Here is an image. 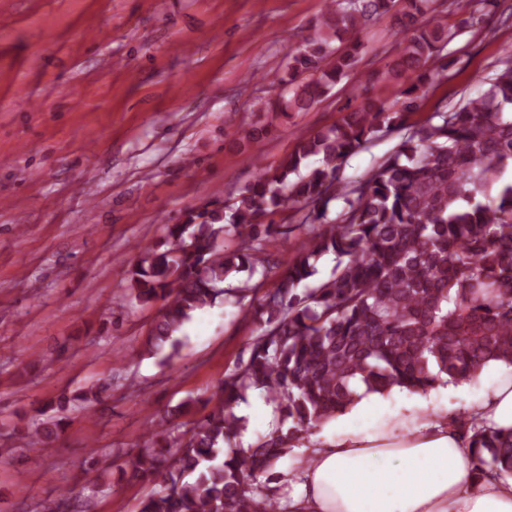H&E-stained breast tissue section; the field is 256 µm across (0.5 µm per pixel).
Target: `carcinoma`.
I'll use <instances>...</instances> for the list:
<instances>
[{
  "label": "carcinoma",
  "instance_id": "carcinoma-1",
  "mask_svg": "<svg viewBox=\"0 0 512 512\" xmlns=\"http://www.w3.org/2000/svg\"><path fill=\"white\" fill-rule=\"evenodd\" d=\"M432 3L333 0L288 60V79L270 82L268 122L247 131L246 142L308 110L351 73L364 50L359 34L393 10L404 38L376 81L412 78L401 108L379 102L372 82L355 86L356 109L300 141L274 171L261 169L222 206L185 211L129 270L130 294L161 302L148 345L170 344L171 360L193 313L260 287L227 288L226 280L240 272L264 280L279 267L271 247L284 231L274 214L288 208L301 223L321 226L276 287L242 312L255 325L248 360L224 375L199 410L190 400L164 411L126 451L129 478L154 486L139 512H288L272 471L310 429L368 394L419 393L445 376L471 382L491 363L512 366V183L498 184L512 165V58L459 109L409 122L420 86L456 36L434 17L421 22ZM392 129L404 131L399 148L364 177L343 181L347 160ZM333 200L344 206L330 219ZM222 233L237 248L222 244ZM328 254L336 261L329 279L297 293ZM251 389L264 391L278 423L244 451L234 448L243 427L234 408ZM111 396L112 383L104 382L58 404L73 399L92 414ZM63 428L59 415L35 419L28 447L53 443ZM470 448L478 476L512 475V433L475 426ZM68 506L64 490L38 509Z\"/></svg>",
  "mask_w": 512,
  "mask_h": 512
}]
</instances>
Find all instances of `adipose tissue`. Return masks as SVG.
Wrapping results in <instances>:
<instances>
[{
	"mask_svg": "<svg viewBox=\"0 0 512 512\" xmlns=\"http://www.w3.org/2000/svg\"><path fill=\"white\" fill-rule=\"evenodd\" d=\"M380 397L362 398L336 438L312 444L285 472L291 512H512V477L477 479L469 439L431 419L406 434L366 432ZM467 414L490 430L512 431V367H500L492 395Z\"/></svg>",
	"mask_w": 512,
	"mask_h": 512,
	"instance_id": "adipose-tissue-1",
	"label": "adipose tissue"
}]
</instances>
